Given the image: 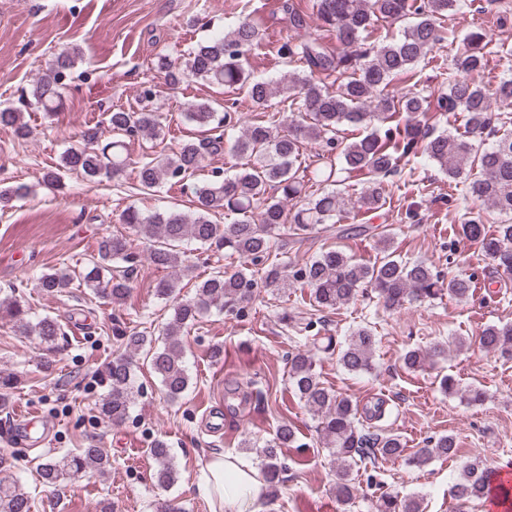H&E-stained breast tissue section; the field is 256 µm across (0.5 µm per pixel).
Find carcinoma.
I'll use <instances>...</instances> for the list:
<instances>
[{"label": "carcinoma", "instance_id": "cac0c4a2", "mask_svg": "<svg viewBox=\"0 0 512 512\" xmlns=\"http://www.w3.org/2000/svg\"><path fill=\"white\" fill-rule=\"evenodd\" d=\"M466 5L465 0H314L315 32L307 31L303 13L290 0L282 4L285 36L278 55L290 63L298 60L300 70L288 71L271 84L256 79L246 67V56L259 47V24L245 17L234 29L199 42L177 61L159 54L153 68L163 76L165 85L176 87L189 76L213 84L244 91L258 115L239 135L227 134L232 123V107L224 114L207 101L188 104L185 117L208 136L185 141L170 154L147 157L134 164L127 152L126 139L141 134L158 139L164 134L153 102L159 89L145 85L138 93V108H117L108 113L112 142L100 149L92 147L98 130L84 132L87 146L66 151L61 168L82 178H117L129 167L136 169L138 190L150 193L164 184L184 182L202 167L205 156L223 152L243 160L231 175L220 169L193 184V211L167 208L143 214L129 205L119 215L120 223L151 242L150 262L171 274L161 278L155 288L158 298L173 302V313L163 328L161 344L143 331L115 328L124 352L112 357L101 376L108 391L99 404L100 417L122 424L130 417L137 396L133 356L143 352L149 357L166 400L177 403L190 386L184 361L182 336L207 312L251 298L255 289L279 292L301 283L310 288L311 306L318 311L334 310L354 301L359 291L370 287L389 308H400L406 301L436 299L443 295L458 302L474 292L472 276L460 272L448 279L434 272L424 259L407 261L397 254L390 234L379 233L383 256L365 263L339 248L329 247L303 266L293 269L271 257V242L287 227L294 235L307 234L320 224L341 218L347 209L369 213L387 204V179L402 172L401 162L421 154L436 163L448 180L466 183L467 193L505 216L490 229L480 217H459L462 235L479 245L481 252L512 273V131L502 134L494 144L481 151L475 142L484 141L489 126L492 101L512 99V78L500 80L488 89L469 79L489 66L491 40L479 29L466 36V46L452 60L448 91L431 104L419 92L389 90L396 78L413 77L414 68L448 39L445 22ZM409 19L401 37L385 42L370 40L381 23L393 24ZM336 38L332 47L323 32ZM80 59L74 49H63L51 59L46 72L31 89L30 106L51 115L61 101V90ZM283 95L290 109L305 120H290L268 111L270 100ZM461 112L465 132L455 135L439 131L436 125L448 115ZM348 125L364 127L363 134L351 142L340 136ZM0 126L14 130L20 138L31 130L22 113L0 107ZM322 143L328 152H337L340 165L330 162L313 170L297 166L304 145ZM310 171L301 174L299 170ZM365 177L356 199L347 204L337 186L344 184L342 174ZM228 210L236 215L230 224H217L213 213ZM214 245L229 255L252 263L261 262L260 276L245 266L232 273L218 269L195 286L189 299L178 297L179 270L184 264L186 246ZM138 255L130 250L123 236L103 238L97 253L82 269L68 266L51 268L37 277V287L47 294L60 293L77 281L107 304L122 306L130 296V280ZM0 320L12 324L24 336H32L40 345L54 347L64 336L61 322L50 315L34 317L21 300L0 299ZM479 344L490 353L512 359V324L488 325L479 336ZM376 336L367 326L353 329L337 353V363L348 374H368L374 370ZM333 350V337L313 340L307 349L288 356L290 386L317 420L318 432L337 463L336 498L343 504L356 498L358 487L352 477L357 459H398L405 446L394 434L364 432L360 414L380 420L385 416L384 401L363 408L353 400L324 386L316 371L315 355ZM444 352V346L408 349L402 356L406 368L416 370ZM441 389L448 394L462 393L472 403L484 400L476 388L459 391L456 380L441 378ZM242 447L255 450L261 458L269 486L279 482L286 469L284 448H302L293 427L282 424L275 437L263 447L245 440ZM457 454L451 435H443L427 448L407 458L408 464L423 468L434 459ZM148 455L157 465L155 479L168 488L179 478L174 456L167 442L154 440ZM110 466L105 449L96 445L57 456H47L37 464L45 487H55L68 479H79L90 472L104 475ZM495 471L478 457L466 461L450 488L456 512H465L469 503L486 499L493 490ZM373 512H425L423 498L417 494L382 492L371 504ZM34 500L15 483L0 480V512H33Z\"/></svg>", "mask_w": 512, "mask_h": 512}]
</instances>
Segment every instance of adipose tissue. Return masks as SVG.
Returning <instances> with one entry per match:
<instances>
[{
    "instance_id": "1",
    "label": "adipose tissue",
    "mask_w": 512,
    "mask_h": 512,
    "mask_svg": "<svg viewBox=\"0 0 512 512\" xmlns=\"http://www.w3.org/2000/svg\"><path fill=\"white\" fill-rule=\"evenodd\" d=\"M198 491L218 502L214 512H260L267 484L251 459L216 452L201 458Z\"/></svg>"
}]
</instances>
